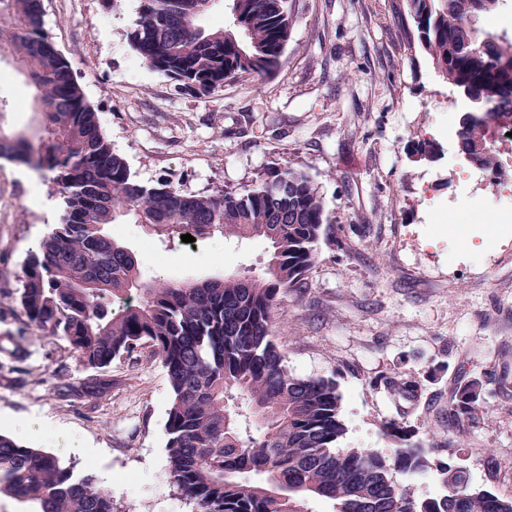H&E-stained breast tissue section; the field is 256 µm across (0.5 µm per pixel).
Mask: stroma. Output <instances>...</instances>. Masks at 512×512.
Listing matches in <instances>:
<instances>
[{
	"label": "stroma",
	"instance_id": "35a3bbf8",
	"mask_svg": "<svg viewBox=\"0 0 512 512\" xmlns=\"http://www.w3.org/2000/svg\"><path fill=\"white\" fill-rule=\"evenodd\" d=\"M289 3L278 67L209 94L139 60L130 42L139 0H43V22L142 183L203 195L288 165L318 185L336 237L320 240L305 288L284 294L274 334L293 374L336 380L341 447L392 451L383 433L392 420L430 463L416 495L439 491L436 465L458 463L474 484L512 496V229L490 245L483 236L484 209L512 208V199L444 135L465 102L420 48L405 0ZM424 139L440 148L439 161L411 159ZM35 183L55 201L49 177L0 158V332L25 336L30 351L20 371L0 351V417L54 427L18 439L61 464L132 476L112 489L115 512H190L168 472L170 388L150 349L113 360L100 397L56 390L87 371L65 340L29 325L18 299L28 253L63 215L62 206L31 203ZM450 223L466 241L454 253ZM110 231L135 251L146 281L236 276L267 259L262 240L217 234L191 245L129 220ZM460 375L483 383L485 407L473 421L448 417ZM74 444L96 449V460L72 453Z\"/></svg>",
	"mask_w": 512,
	"mask_h": 512
}]
</instances>
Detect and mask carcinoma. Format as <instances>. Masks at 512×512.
<instances>
[{
  "label": "carcinoma",
  "instance_id": "cac0c4a2",
  "mask_svg": "<svg viewBox=\"0 0 512 512\" xmlns=\"http://www.w3.org/2000/svg\"><path fill=\"white\" fill-rule=\"evenodd\" d=\"M493 16L503 0H406L418 41L439 76L472 88L481 108L459 120L464 144L512 128V35L467 20ZM225 0H140L130 41L143 63L200 93L227 81L262 78L278 64L293 21L287 0H231L224 25L203 19ZM0 56L19 63L40 115L29 138L0 126V157L50 173L64 203L61 223L25 260L20 304L44 336L65 340L93 374L81 394L107 389L98 372L148 347L165 369L170 401L167 459L171 482L192 512H512V496L453 485L418 498L412 481L425 472L422 449L394 424L390 453L341 448L346 433L332 378L288 371L273 333L272 312L290 288H301L332 234L318 187L303 171L282 167L247 188L185 195L168 182L144 185L113 153L96 112L85 102L71 64L43 30L40 0H0ZM494 44L491 61L476 51ZM169 239L216 233L269 244L255 274L174 282L140 276L136 253L106 230L125 219ZM14 362L26 339L4 333ZM482 385L456 389L448 417H473ZM17 512H114L112 492L95 476L0 433V500Z\"/></svg>",
  "mask_w": 512,
  "mask_h": 512
}]
</instances>
